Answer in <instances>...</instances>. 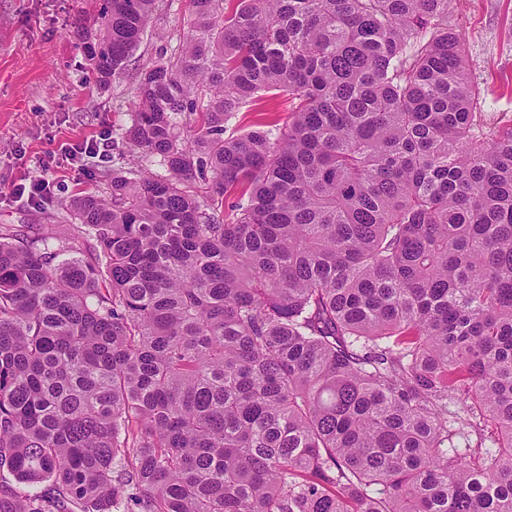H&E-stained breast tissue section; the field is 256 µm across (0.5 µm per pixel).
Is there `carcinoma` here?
Returning a JSON list of instances; mask_svg holds the SVG:
<instances>
[{
	"instance_id": "carcinoma-1",
	"label": "carcinoma",
	"mask_w": 512,
	"mask_h": 512,
	"mask_svg": "<svg viewBox=\"0 0 512 512\" xmlns=\"http://www.w3.org/2000/svg\"><path fill=\"white\" fill-rule=\"evenodd\" d=\"M189 2L122 133L165 173L0 225V512H512V126L451 0ZM292 103L286 93H279L275 97H264L250 107L237 112L226 126L224 137L238 136L258 128L260 121H276L284 125L291 120Z\"/></svg>"
}]
</instances>
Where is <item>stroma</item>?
<instances>
[{
	"mask_svg": "<svg viewBox=\"0 0 512 512\" xmlns=\"http://www.w3.org/2000/svg\"><path fill=\"white\" fill-rule=\"evenodd\" d=\"M103 0H0V225L49 224L79 193L105 190L113 171L133 164L122 138L132 119L138 72L155 56L161 39L178 45L188 33L189 0H170L139 49L104 90L86 87L88 62L80 28H98ZM448 17L465 40L466 67L485 100L488 122L512 125V0H453ZM287 94L243 108L226 125L227 136L258 122L286 124ZM103 143L105 157L76 167L62 160L61 143L87 138ZM41 198H17L12 189L35 179Z\"/></svg>",
	"mask_w": 512,
	"mask_h": 512,
	"instance_id": "35a3bbf8",
	"label": "stroma"
}]
</instances>
